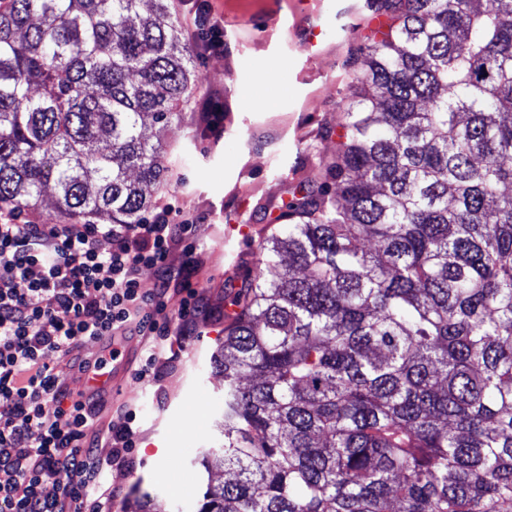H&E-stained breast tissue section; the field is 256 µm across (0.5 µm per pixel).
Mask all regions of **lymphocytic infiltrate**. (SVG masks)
Returning a JSON list of instances; mask_svg holds the SVG:
<instances>
[{"label": "lymphocytic infiltrate", "instance_id": "1", "mask_svg": "<svg viewBox=\"0 0 512 512\" xmlns=\"http://www.w3.org/2000/svg\"><path fill=\"white\" fill-rule=\"evenodd\" d=\"M184 32L202 54L224 49L208 0H191ZM196 225L175 223L170 205L143 224L20 222L17 207H0V512H112L125 497L120 485L103 486L104 467L124 471L135 461V415L124 410L107 432L95 427L100 392H73L58 382V363L79 373L101 371L106 357L80 355L87 340L118 346L122 337H149L134 374L159 377L167 368L164 344L186 335L200 313L192 288L194 266L187 240ZM181 252V263L172 255ZM157 273L153 288L142 269ZM180 292L179 323L160 315L171 292ZM112 457L95 453L101 436ZM30 450L17 454L19 441Z\"/></svg>", "mask_w": 512, "mask_h": 512}]
</instances>
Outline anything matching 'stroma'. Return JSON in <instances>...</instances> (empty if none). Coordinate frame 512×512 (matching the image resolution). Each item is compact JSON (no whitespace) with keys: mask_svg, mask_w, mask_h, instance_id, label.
Instances as JSON below:
<instances>
[{"mask_svg":"<svg viewBox=\"0 0 512 512\" xmlns=\"http://www.w3.org/2000/svg\"><path fill=\"white\" fill-rule=\"evenodd\" d=\"M209 3L224 25L223 53L195 59L197 89L183 107L184 124L162 134L149 123L143 134L168 146V185L153 204H175L199 222L191 286L217 314L198 318L189 337H172L165 351L171 366L160 380L128 378L121 395L105 392L99 406L103 427L120 408L135 412L136 463L119 481L127 494L149 492L153 512H196L197 460L216 439L224 398V383L209 368L224 340V293L257 265L265 213L287 198L289 187L313 179L320 160L335 152L326 131L346 105V61L377 6V0H328L319 20L326 37L309 63L302 42L311 18L299 14L295 0ZM213 90L224 108L217 137L196 120L197 99Z\"/></svg>","mask_w":512,"mask_h":512,"instance_id":"stroma-1","label":"stroma"}]
</instances>
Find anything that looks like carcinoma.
Segmentation results:
<instances>
[{
    "label": "carcinoma",
    "instance_id": "cac0c4a2",
    "mask_svg": "<svg viewBox=\"0 0 512 512\" xmlns=\"http://www.w3.org/2000/svg\"><path fill=\"white\" fill-rule=\"evenodd\" d=\"M385 2L224 294L197 512H512V0ZM194 52L168 0H0V202L143 223Z\"/></svg>",
    "mask_w": 512,
    "mask_h": 512
}]
</instances>
